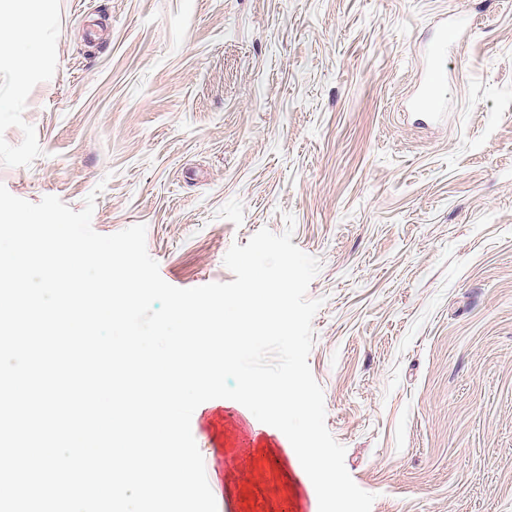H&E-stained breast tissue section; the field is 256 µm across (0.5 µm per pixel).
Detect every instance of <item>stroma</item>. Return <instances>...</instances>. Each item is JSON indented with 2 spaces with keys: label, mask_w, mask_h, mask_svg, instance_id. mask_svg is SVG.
I'll return each instance as SVG.
<instances>
[{
  "label": "stroma",
  "mask_w": 512,
  "mask_h": 512,
  "mask_svg": "<svg viewBox=\"0 0 512 512\" xmlns=\"http://www.w3.org/2000/svg\"><path fill=\"white\" fill-rule=\"evenodd\" d=\"M48 17L0 184L145 225L170 285L261 228L322 262L308 362L371 512H512V0H22ZM447 113L409 111L444 17ZM191 431L217 512H318L242 404Z\"/></svg>",
  "instance_id": "1"
}]
</instances>
